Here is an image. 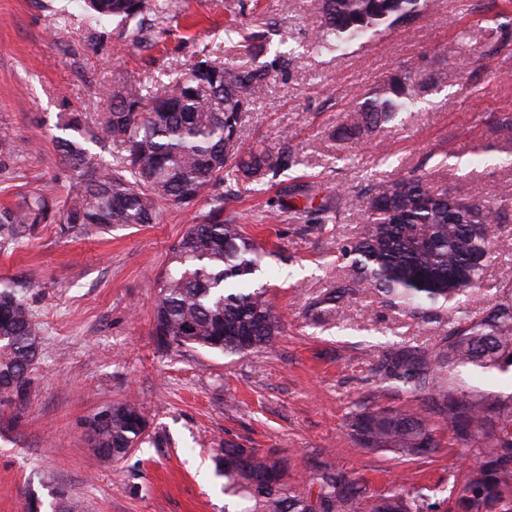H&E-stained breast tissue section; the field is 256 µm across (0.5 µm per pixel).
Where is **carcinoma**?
<instances>
[{"instance_id": "obj_1", "label": "carcinoma", "mask_w": 512, "mask_h": 512, "mask_svg": "<svg viewBox=\"0 0 512 512\" xmlns=\"http://www.w3.org/2000/svg\"><path fill=\"white\" fill-rule=\"evenodd\" d=\"M321 14L315 37L319 51L332 52L370 31L414 20L426 0H317ZM93 17L129 24L128 40L145 39V15L167 8L165 0H87ZM272 70L204 60L168 75L150 90L126 80L112 90L103 131L118 148L107 164L89 162L85 143L96 139L74 113L56 146L79 173L64 202L48 189L31 191L0 207V245L57 224L63 234L109 233L118 226L157 220L160 205L174 202L196 216L173 249L158 281L154 335L165 344L237 355L271 348L280 333L267 290L255 285L265 250L242 225L224 218L229 198L224 180L249 181L283 166V159L240 140L243 114L268 86ZM421 87L410 68L391 73L361 105L346 114L339 137L352 139L394 119L414 103ZM23 150L0 138V170ZM506 205L480 197H458L427 186L421 175L378 189L363 204V234L346 245L354 276L318 297L330 316L368 285L415 317L460 299L479 287L494 259L498 229L509 223ZM42 329L11 285L0 289V395L23 400L42 347ZM373 371L411 392L430 393L431 411L448 420L478 457L455 490L452 512H512V392L486 394L458 382L475 375L512 374V284L497 290L491 306L448 329L434 349L403 345L386 351ZM352 432L367 450L391 449L405 456L437 447L428 416L376 407L352 416ZM98 455L124 457L142 441L147 422L133 400L115 404L89 422ZM224 512H430L427 495L407 487L408 478L381 495H369L356 479L319 468L299 485L288 478V457L232 441L217 460ZM77 501L55 495L51 512H79Z\"/></svg>"}]
</instances>
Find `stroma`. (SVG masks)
I'll return each mask as SVG.
<instances>
[{
	"instance_id": "1",
	"label": "stroma",
	"mask_w": 512,
	"mask_h": 512,
	"mask_svg": "<svg viewBox=\"0 0 512 512\" xmlns=\"http://www.w3.org/2000/svg\"><path fill=\"white\" fill-rule=\"evenodd\" d=\"M170 3L137 47L124 23L93 19L85 0H0V133L32 146L0 172V205L37 186L66 200L78 176L55 138L73 112L98 133L117 77L151 86L207 52L229 66L267 64L273 78L240 135L292 164L241 191L224 215L266 251L257 281L282 333L272 349L234 356L158 345L157 281L201 203L165 204L157 223L103 235L45 224L0 248V283H21L43 330L28 397L0 403V512H25L32 498L49 504L60 491L83 512H224L215 459L228 441L287 456L300 481L329 467L380 493L403 473L446 512L465 477L447 421L431 419L440 448L403 457L361 448L349 417L377 406L426 411L425 394L376 382L370 369L394 345L434 346L512 282V224L497 237L483 285L435 319L370 288L326 320L313 302L351 276L341 250L359 237L372 189L422 174L460 195L512 199V145L496 133L499 117L512 114V39L494 54L484 46L486 27L512 36V0H430L410 25L323 53L312 46L313 0ZM255 30L270 42L252 54L244 39ZM409 65L424 87L417 104L360 141L337 140L346 113ZM87 148L98 163L116 153L99 133ZM328 201L335 219L309 230L310 208ZM130 398L148 421L142 443L118 460L97 457L90 418Z\"/></svg>"
}]
</instances>
